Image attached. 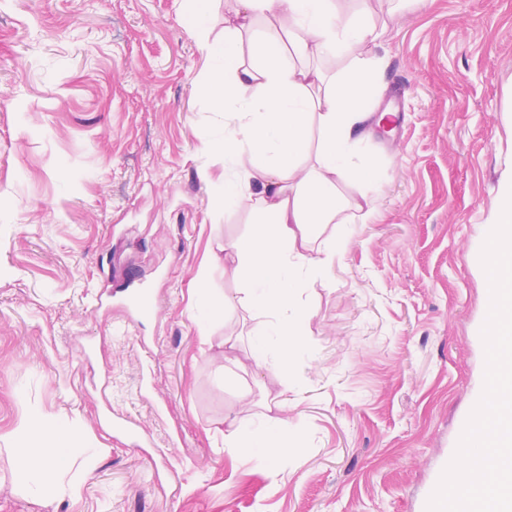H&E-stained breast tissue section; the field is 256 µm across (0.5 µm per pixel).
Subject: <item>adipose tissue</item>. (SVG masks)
I'll use <instances>...</instances> for the list:
<instances>
[{
  "label": "adipose tissue",
  "instance_id": "ef3b65f1",
  "mask_svg": "<svg viewBox=\"0 0 512 512\" xmlns=\"http://www.w3.org/2000/svg\"><path fill=\"white\" fill-rule=\"evenodd\" d=\"M179 2L207 55L196 90L224 115L223 131L210 141L224 162L210 205L227 212L247 205L262 217L249 238H215L211 261L237 280L238 299L216 300L205 277H198L193 322L200 343L211 344L213 324L239 304L258 320L252 365L278 376L291 367L289 353L300 346L301 323L309 314L299 292L315 287L316 272L336 257L337 228L352 206L338 185L353 186L367 205L378 190L376 168L353 153L378 92L382 61L363 55L378 35L369 12L343 19L335 0H231L224 39L216 45L210 41V0ZM327 55L351 63L330 79L314 64ZM314 126L320 137L311 155ZM267 336L277 337V355L269 354ZM299 404L281 392L262 400L276 413L271 423L255 414L226 418L228 453L250 448L261 466L273 468L276 455L288 451L291 414ZM71 433L47 423L41 443L15 449L19 476L32 497L62 487L74 465L66 442Z\"/></svg>",
  "mask_w": 512,
  "mask_h": 512
}]
</instances>
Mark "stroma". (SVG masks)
<instances>
[{"label":"stroma","instance_id":"35a3bbf8","mask_svg":"<svg viewBox=\"0 0 512 512\" xmlns=\"http://www.w3.org/2000/svg\"><path fill=\"white\" fill-rule=\"evenodd\" d=\"M386 30L373 108L398 129L352 210L288 374L219 370L192 288L214 237L201 174L223 113L194 88L206 57L175 0H0V512H426L484 385L480 252L512 169V0H336ZM154 302L141 324L127 298ZM301 397L274 469L228 455L224 418L262 390ZM132 421L136 434L114 427ZM93 437L76 494L31 497L12 449L35 420Z\"/></svg>","mask_w":512,"mask_h":512}]
</instances>
